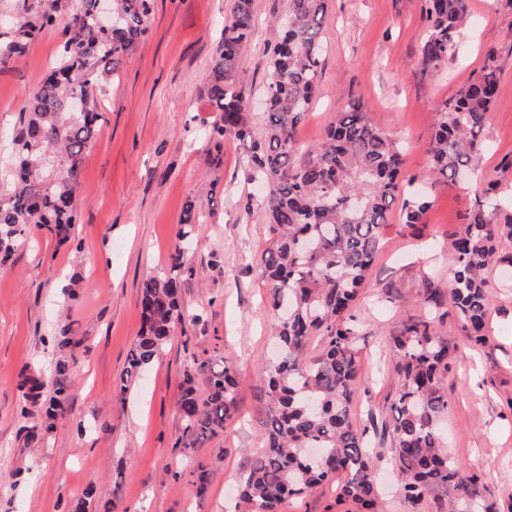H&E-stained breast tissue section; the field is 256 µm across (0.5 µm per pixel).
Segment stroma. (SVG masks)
<instances>
[{
    "mask_svg": "<svg viewBox=\"0 0 512 512\" xmlns=\"http://www.w3.org/2000/svg\"><path fill=\"white\" fill-rule=\"evenodd\" d=\"M468 22L442 73L420 72L426 35L424 0H329L323 23L325 64L316 100L298 129L304 145L321 141L348 103L363 99L370 122L400 141L404 173L425 179V147L435 113L484 66L496 48L497 99L487 124L481 173L512 184V0H468ZM234 0H153L148 33L100 96L97 139L81 170L79 222L70 242L33 230L0 268V512H72L78 500L112 512H224L263 446L260 373L271 344L268 291L258 261L268 245L260 213H246L250 191L231 139L214 150L205 137L215 120L204 81ZM57 21L0 68V177L13 170L11 140L26 102L49 75L64 38L72 0H57ZM288 0H254L255 33L238 77L260 115L270 72L268 47ZM475 198L471 186L439 190L420 236L405 233L400 209L383 229L384 247L355 304L361 328L357 422L388 419L399 388L394 336L423 315L425 277L452 275L449 237ZM201 224L188 259L194 276L181 288L186 314L145 382L120 392V378L141 329L144 280L169 267L187 203ZM489 334L470 346L455 316L438 328L462 358L448 373V413L441 423L449 454L476 469L492 512H512V266L492 275ZM69 326L79 345L69 374L66 420L44 444L27 446L18 416L24 369L54 373L53 339ZM230 369L240 382L239 410L223 436L183 456L176 408L190 355ZM381 512H416L400 491L391 447L376 445ZM209 472L204 494L174 479L186 462Z\"/></svg>",
    "mask_w": 512,
    "mask_h": 512,
    "instance_id": "obj_1",
    "label": "stroma"
}]
</instances>
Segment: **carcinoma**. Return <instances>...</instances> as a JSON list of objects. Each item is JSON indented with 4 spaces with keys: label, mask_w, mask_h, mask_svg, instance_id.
Segmentation results:
<instances>
[{
    "label": "carcinoma",
    "mask_w": 512,
    "mask_h": 512,
    "mask_svg": "<svg viewBox=\"0 0 512 512\" xmlns=\"http://www.w3.org/2000/svg\"><path fill=\"white\" fill-rule=\"evenodd\" d=\"M94 2L76 0L56 66L22 112L13 139L16 174L11 189L0 193V266L34 227L61 242L71 239L82 163L102 120L98 95L147 32L151 0H112L120 26L109 30L98 24ZM327 7L328 0H288V25L269 48L261 126L248 111L251 93L237 79L240 57L253 37V0H235L205 78L219 112L208 138L217 144L232 139L245 147L243 171L261 190L257 201L271 233L261 276L269 290L279 355L263 368L269 395L259 418L264 445L251 458L238 496L255 512H279L286 501L334 481L337 497L352 504V512H378L373 449L367 428L352 412L360 327L351 309L373 270L393 207L401 204L403 228L413 231L431 207L427 191L402 197L403 148L370 122L360 99L338 113L318 145L306 148L299 142L297 129L313 107L321 75ZM425 18L418 65L436 74L455 52L467 0H425ZM54 22L51 5L19 24L11 39L0 42V64L20 55ZM499 82L497 52L490 49L481 72L436 112L427 145L430 188L451 191L478 170ZM199 233L190 203L169 271L142 285V329L121 377V392L143 377L168 343L173 325L185 320L179 292L194 274L186 254ZM506 241L512 242V214L478 204L466 210L461 230L451 235V288L426 278L420 295L426 315L403 324L393 338L400 386L382 435L390 441L403 496L414 507L442 491L448 512H489L480 475L444 448L440 423L448 413L446 383L458 347L438 332L435 314L453 313L470 343L486 342L489 274L498 263L512 264L511 257L500 255ZM316 336L322 349L311 357L308 344ZM70 370V361L62 358L50 380L23 370L19 416L41 419L40 427L27 430L28 442L40 441L65 419ZM238 393L229 369L214 371L190 357L177 399L183 433L175 445L181 453L224 435Z\"/></svg>",
    "instance_id": "obj_1"
}]
</instances>
